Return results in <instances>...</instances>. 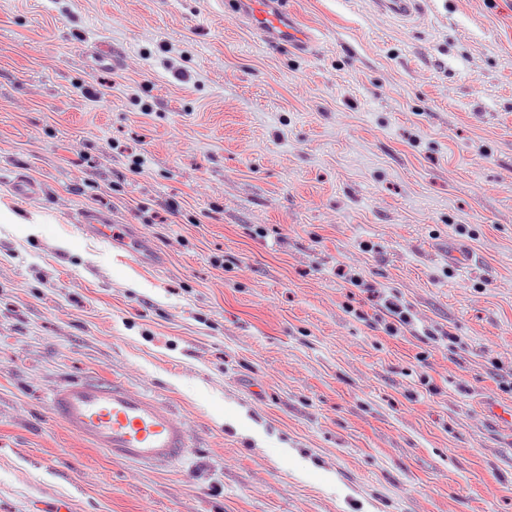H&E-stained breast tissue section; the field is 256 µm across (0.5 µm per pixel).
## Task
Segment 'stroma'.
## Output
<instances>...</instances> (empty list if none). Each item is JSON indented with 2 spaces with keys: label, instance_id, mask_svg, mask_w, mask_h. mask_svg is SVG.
<instances>
[{
  "label": "stroma",
  "instance_id": "1",
  "mask_svg": "<svg viewBox=\"0 0 512 512\" xmlns=\"http://www.w3.org/2000/svg\"><path fill=\"white\" fill-rule=\"evenodd\" d=\"M289 2L311 53L216 0H0V512H512V0ZM91 376L190 457L70 435L49 390ZM373 3L384 12L402 21L411 20L419 13L420 0H374ZM11 187L15 196L25 200L37 199L43 193V186L39 181L23 174L15 177ZM79 227L85 236L109 241L121 257L144 266H161L163 255L132 224H112L102 213L84 210L79 215Z\"/></svg>",
  "mask_w": 512,
  "mask_h": 512
}]
</instances>
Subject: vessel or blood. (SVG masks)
I'll return each instance as SVG.
<instances>
[{"mask_svg":"<svg viewBox=\"0 0 512 512\" xmlns=\"http://www.w3.org/2000/svg\"><path fill=\"white\" fill-rule=\"evenodd\" d=\"M384 12L407 21L416 16L420 0H374ZM228 12L250 26L260 41L305 53L315 43L314 33L299 24L287 0H226ZM15 196L33 200L42 184L25 175L13 180ZM82 233L109 241L121 256L145 266H159L164 258L133 225L115 224L102 213L79 215ZM50 410L77 439L110 457L135 463L168 465L184 461L191 452L189 430L173 409L157 399L119 382L76 379L54 385Z\"/></svg>","mask_w":512,"mask_h":512,"instance_id":"obj_1","label":"vessel or blood"}]
</instances>
